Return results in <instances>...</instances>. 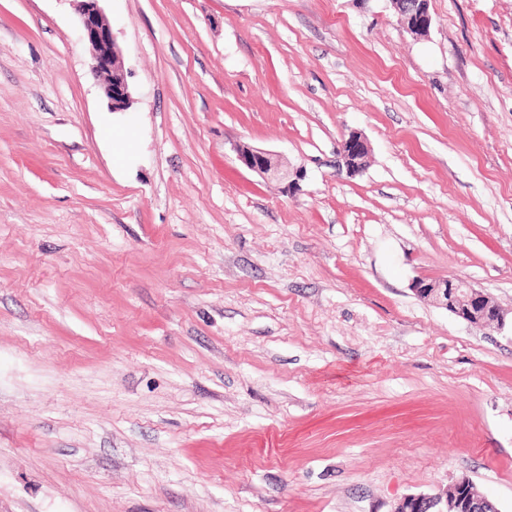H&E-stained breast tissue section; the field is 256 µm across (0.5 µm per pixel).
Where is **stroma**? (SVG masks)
Instances as JSON below:
<instances>
[{
  "label": "stroma",
  "mask_w": 512,
  "mask_h": 512,
  "mask_svg": "<svg viewBox=\"0 0 512 512\" xmlns=\"http://www.w3.org/2000/svg\"><path fill=\"white\" fill-rule=\"evenodd\" d=\"M0 0V512H512V0ZM370 146L337 174L344 135ZM246 142L303 168L266 182ZM71 1L78 15L82 40L90 50V75L102 88L112 111L128 110L132 94L125 79L123 51L100 6L102 0ZM404 26L416 35H426L432 25L429 0H391ZM411 291L419 300L444 308L468 324L498 329L505 325L506 314L492 298L459 277L415 279ZM453 486L455 498L443 503L442 498L430 494H413L401 499L392 512H489L496 510L487 498L478 496L473 481L466 475L458 477ZM449 509V510H448Z\"/></svg>",
  "instance_id": "obj_1"
}]
</instances>
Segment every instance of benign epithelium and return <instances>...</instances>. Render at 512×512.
<instances>
[{
	"label": "benign epithelium",
	"instance_id": "obj_1",
	"mask_svg": "<svg viewBox=\"0 0 512 512\" xmlns=\"http://www.w3.org/2000/svg\"><path fill=\"white\" fill-rule=\"evenodd\" d=\"M78 15L82 40L90 50L89 72L98 82L112 111L123 112L132 104V94L124 74L123 51L113 27L106 18L101 0H72ZM429 0H392L401 22L412 33L425 35L430 31L432 16ZM237 159L263 180L287 182L291 185L304 178L298 168L288 169L280 156L246 143L233 146ZM369 145L362 134L352 131L343 137L339 151L338 171L355 175L366 165ZM411 291L421 301L444 308L471 325L502 328L506 314L490 296L469 282L456 276L438 281L423 278L411 283ZM453 486L455 498L444 502L430 494H413L401 499L393 512H492L494 504L479 496L473 489V481L466 475L458 477Z\"/></svg>",
	"mask_w": 512,
	"mask_h": 512
}]
</instances>
